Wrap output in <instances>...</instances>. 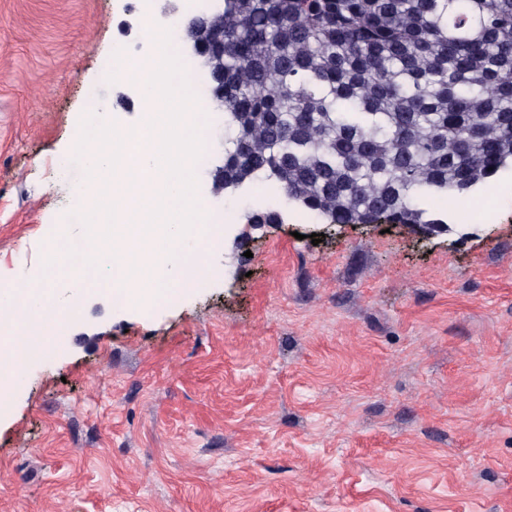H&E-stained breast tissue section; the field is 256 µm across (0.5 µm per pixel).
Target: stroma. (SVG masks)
<instances>
[{
  "label": "stroma",
  "mask_w": 512,
  "mask_h": 512,
  "mask_svg": "<svg viewBox=\"0 0 512 512\" xmlns=\"http://www.w3.org/2000/svg\"><path fill=\"white\" fill-rule=\"evenodd\" d=\"M132 4L0 0V287L78 230L77 116L138 121L104 79L145 42ZM203 136L198 195L235 213L206 287L116 310L96 284L59 321L0 412V512H512V170L432 238L278 200L256 227L213 183L223 112Z\"/></svg>",
  "instance_id": "1"
}]
</instances>
